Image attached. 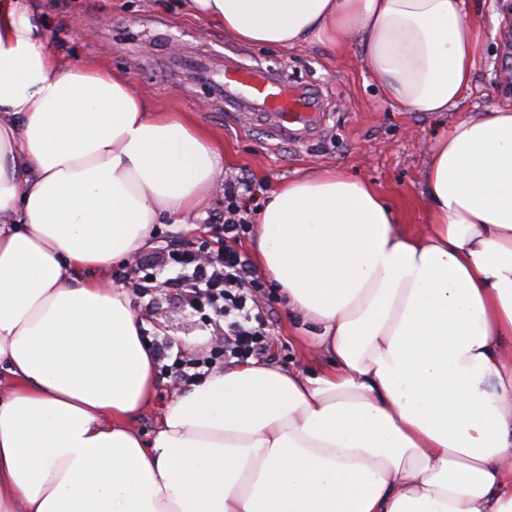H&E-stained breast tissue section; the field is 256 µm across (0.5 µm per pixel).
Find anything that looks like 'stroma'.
Instances as JSON below:
<instances>
[{"instance_id": "obj_1", "label": "stroma", "mask_w": 512, "mask_h": 512, "mask_svg": "<svg viewBox=\"0 0 512 512\" xmlns=\"http://www.w3.org/2000/svg\"><path fill=\"white\" fill-rule=\"evenodd\" d=\"M53 49L71 63L93 60L127 75L133 92L163 110L188 113L224 146V178L248 176L249 202L260 211L278 186L307 171L333 168L371 183L400 212L403 223L422 229L428 203L423 175L435 128L420 112L391 107L371 75L356 39L336 53L318 41L288 50L245 45L227 38L222 26L187 14L184 0H48ZM484 0L486 50L475 72L476 90L464 111L484 112L512 95V37L497 29ZM280 71L288 88H311L325 114L323 129L307 141H291L211 93L209 81H223L224 60ZM209 217L192 227L160 224L152 247L139 252L141 265L167 274L171 235L207 232ZM256 302L269 322L261 362L310 371L318 360L294 338L288 311L271 283L256 289ZM145 338L172 351L190 347L210 356L220 340L218 326L185 309L174 292L159 284L130 295ZM185 381L157 374L152 401L132 421L151 439L165 405Z\"/></svg>"}]
</instances>
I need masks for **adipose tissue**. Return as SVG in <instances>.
<instances>
[{
	"mask_svg": "<svg viewBox=\"0 0 512 512\" xmlns=\"http://www.w3.org/2000/svg\"><path fill=\"white\" fill-rule=\"evenodd\" d=\"M245 44H360L435 138L429 222L367 181L283 183L255 266L314 325L309 372L250 358L189 385L151 440L155 360L108 276L156 224L206 216L224 151L125 75L49 50L0 0V512H512V102L459 113L484 23L468 0H187Z\"/></svg>",
	"mask_w": 512,
	"mask_h": 512,
	"instance_id": "obj_1",
	"label": "adipose tissue"
}]
</instances>
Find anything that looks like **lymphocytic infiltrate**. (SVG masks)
<instances>
[{
	"mask_svg": "<svg viewBox=\"0 0 512 512\" xmlns=\"http://www.w3.org/2000/svg\"><path fill=\"white\" fill-rule=\"evenodd\" d=\"M248 179L224 186V216L213 226V239L172 241L167 259L176 274L166 284L184 305L224 324L217 353L226 359L245 360L257 355L267 336L266 319L256 309L257 275L237 244L248 231L252 210Z\"/></svg>",
	"mask_w": 512,
	"mask_h": 512,
	"instance_id": "lymphocytic-infiltrate-1",
	"label": "lymphocytic infiltrate"
}]
</instances>
